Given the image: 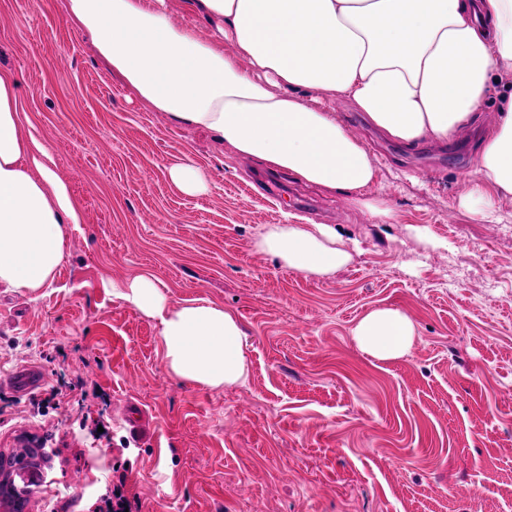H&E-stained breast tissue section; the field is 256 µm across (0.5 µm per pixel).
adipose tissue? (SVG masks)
I'll list each match as a JSON object with an SVG mask.
<instances>
[{"label": "adipose tissue", "mask_w": 512, "mask_h": 512, "mask_svg": "<svg viewBox=\"0 0 512 512\" xmlns=\"http://www.w3.org/2000/svg\"><path fill=\"white\" fill-rule=\"evenodd\" d=\"M215 25L203 40L177 24L166 0H66L69 21L148 109L204 129L237 154L296 180L349 196L378 223L397 214L382 195L367 148L326 108L346 100L399 144L453 141L472 124L495 78L512 75V0H195ZM459 204L480 222L512 195V92ZM82 212L55 173L51 151L19 115L16 81L0 71V288L37 292L64 258ZM259 251L284 267L330 277L352 255L325 224H274ZM113 297L156 319L177 377L210 388L248 372L237 317L205 299L170 303L140 275ZM384 361L408 355L416 328L383 307L352 330Z\"/></svg>", "instance_id": "adipose-tissue-1"}]
</instances>
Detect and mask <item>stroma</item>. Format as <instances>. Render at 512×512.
I'll return each instance as SVG.
<instances>
[{"mask_svg": "<svg viewBox=\"0 0 512 512\" xmlns=\"http://www.w3.org/2000/svg\"><path fill=\"white\" fill-rule=\"evenodd\" d=\"M64 5L0 0V70L83 212L48 287L0 288V453L48 441L50 474L28 476L26 512H77L112 466L138 512H512V196L497 224L458 204L506 84L444 151L352 129L398 214L379 224L287 174L285 192L265 196L261 163L146 108ZM187 158L209 172L208 193L171 181ZM287 213L336 228L352 262L317 278L256 250ZM143 274L172 302L237 315L245 384L172 375L158 322L107 287ZM381 307L414 321L407 357L376 360L354 343ZM29 365L46 385L21 397L11 378ZM51 386L61 402L47 400ZM131 405L149 419L139 436ZM99 420L109 438L93 437Z\"/></svg>", "mask_w": 512, "mask_h": 512, "instance_id": "1", "label": "stroma"}]
</instances>
